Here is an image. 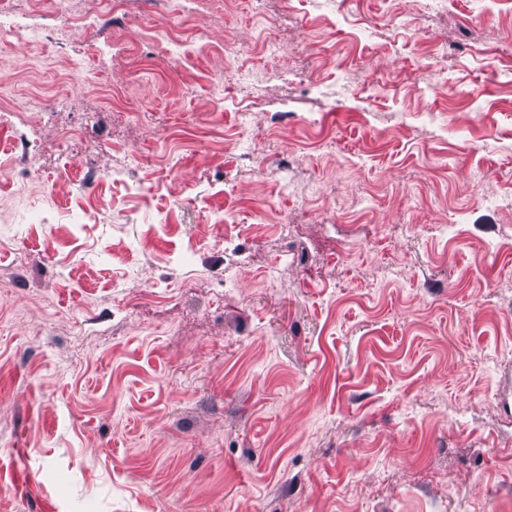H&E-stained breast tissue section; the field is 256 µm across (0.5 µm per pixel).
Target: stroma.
<instances>
[{
	"label": "stroma",
	"mask_w": 512,
	"mask_h": 512,
	"mask_svg": "<svg viewBox=\"0 0 512 512\" xmlns=\"http://www.w3.org/2000/svg\"><path fill=\"white\" fill-rule=\"evenodd\" d=\"M224 2L7 0L0 512H512V0Z\"/></svg>",
	"instance_id": "1"
}]
</instances>
